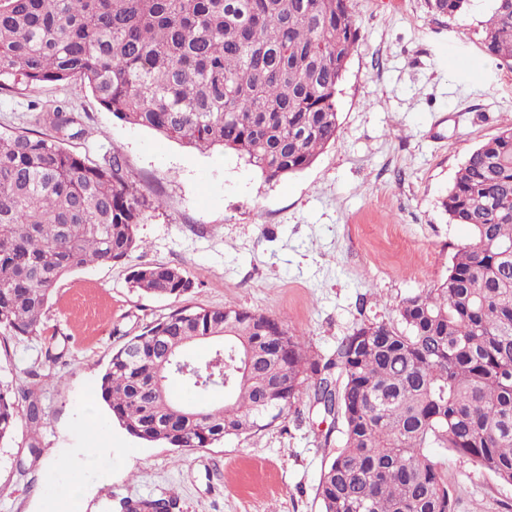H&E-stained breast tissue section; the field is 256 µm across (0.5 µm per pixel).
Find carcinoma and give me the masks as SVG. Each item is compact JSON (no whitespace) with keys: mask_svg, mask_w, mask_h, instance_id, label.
<instances>
[{"mask_svg":"<svg viewBox=\"0 0 512 512\" xmlns=\"http://www.w3.org/2000/svg\"><path fill=\"white\" fill-rule=\"evenodd\" d=\"M469 0H427L436 15ZM361 37L350 0H0V90L78 79L119 120L198 151L233 150L273 183L336 139L337 94ZM486 53L512 69V0H494ZM41 135L0 134V338H33L59 282L143 248L137 226L162 207L116 154L90 165L65 147L84 134L64 105ZM470 229L439 284L405 298L400 325L362 322L325 362L282 318L178 308L112 352L99 393L112 422L146 442L205 449L312 405L339 448L317 486L321 512H455L463 489L429 457L445 448L512 485V125L475 148L442 199ZM133 287L179 297L182 269L142 264ZM212 344L207 356L191 349ZM176 380L174 398L157 380ZM232 392L224 403L201 398ZM44 411L0 382V441ZM172 497L122 512H167Z\"/></svg>","mask_w":512,"mask_h":512,"instance_id":"obj_1","label":"carcinoma"}]
</instances>
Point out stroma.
Segmentation results:
<instances>
[{
	"mask_svg": "<svg viewBox=\"0 0 512 512\" xmlns=\"http://www.w3.org/2000/svg\"><path fill=\"white\" fill-rule=\"evenodd\" d=\"M361 38L337 98L339 129L315 162L275 183L235 152H199L120 121L79 82L0 92V133H42L32 103H66L85 133L69 150L95 165L119 153L130 180L163 201L147 211L128 260L64 277L41 337L0 346V378L37 400L36 436L0 442V512H119L122 500L173 494L175 512H321V472L339 445L330 417L307 403L265 430L212 448L146 443L113 423L99 378L113 351L186 306L284 318L329 358L362 322L398 321L402 300L442 281L467 226L441 201L467 156L512 122V70L489 57L492 0L449 18L426 0H351ZM140 263L185 270L183 296L136 290ZM38 455H30L29 444ZM455 512H512V486L466 458L430 449ZM75 483L63 502L57 482Z\"/></svg>",
	"mask_w": 512,
	"mask_h": 512,
	"instance_id": "1",
	"label": "stroma"
}]
</instances>
